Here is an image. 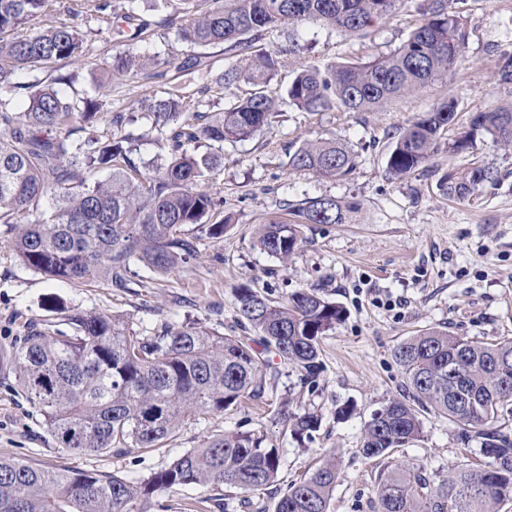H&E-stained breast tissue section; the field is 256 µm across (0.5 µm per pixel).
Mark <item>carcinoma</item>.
I'll list each match as a JSON object with an SVG mask.
<instances>
[{"mask_svg": "<svg viewBox=\"0 0 512 512\" xmlns=\"http://www.w3.org/2000/svg\"><path fill=\"white\" fill-rule=\"evenodd\" d=\"M50 0H0V223L15 231L17 260L49 280L106 281L123 287L136 259L167 273L196 253L188 227L224 232L209 224L223 200L210 190V176L224 164V143L254 135L282 107L301 112H375L404 96L444 82L463 56L467 32L446 0H430L425 18L406 41L386 56L343 62L323 70L301 66L287 97L269 91L285 59L301 46L288 40L277 49L254 48L262 32L315 20L362 35L395 16L401 0H181L194 14L187 26L173 17L178 38L191 47L228 46L245 52L216 73L201 94L243 81L252 92L201 122L189 112L182 88L148 98L151 126L165 132L167 163L145 171L131 159L125 136L103 137L86 123L106 106L99 83L95 94L72 100L52 86L33 85L25 112L12 109L17 71L83 57L85 34L74 26L43 28L33 35L4 38L36 18ZM150 62L131 54L112 57L111 80L136 76ZM456 103L440 102L427 117L409 124L391 146L387 173L405 178L428 167L446 148L463 154L479 133L512 149V102L475 112L469 128L452 140ZM206 152H199L200 147ZM289 164L325 178L348 175L356 166L350 149L334 138L300 144ZM105 170L108 177L92 179ZM496 180L488 168L473 166L445 174L440 190L467 198ZM355 204L332 197L310 199L292 209L296 221L273 220L261 228L259 249L284 263L295 253L304 224H345ZM240 325L260 336L257 349L238 336H224L194 323L165 325L139 336L122 320L96 312L53 318L27 327L8 361L15 383L43 418L56 447L71 454L146 452L164 447L184 423L200 415H222L245 400H264L273 348L296 367L301 379L320 374L319 341L343 309L314 289H298L282 301L243 287L236 295ZM410 399H390L364 425L361 451L389 458L422 438L419 411L431 409L461 428L460 440L479 445L480 462L448 467L435 481L422 465L394 467L376 488L377 512H498L512 502V338L474 341L446 329L429 328L403 341L394 352ZM274 421L296 440L316 430L319 417L294 412L284 402ZM279 449L259 430L209 435L148 476L129 480L114 474L0 459V512H148L151 500L175 487L227 485L242 493L277 481ZM341 471L335 456L324 458L292 483L275 512H328Z\"/></svg>", "mask_w": 512, "mask_h": 512, "instance_id": "cac0c4a2", "label": "carcinoma"}]
</instances>
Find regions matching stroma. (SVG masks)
<instances>
[{"label":"stroma","mask_w":512,"mask_h":512,"mask_svg":"<svg viewBox=\"0 0 512 512\" xmlns=\"http://www.w3.org/2000/svg\"><path fill=\"white\" fill-rule=\"evenodd\" d=\"M70 0H53L32 28L77 25L89 34L85 56L70 63L17 72L20 84H54L68 73L71 95H83L94 79L106 74L113 55L131 49L158 61H182L193 52L177 40L162 19L180 14L179 0H136L141 19L149 22L139 38H113L110 13L72 17ZM468 34L464 59L447 81L427 92L401 98L377 112H300L285 109L250 138L224 146V163L213 182L221 192L222 235L200 233L197 256L161 275L132 262L127 285L82 284L46 280L10 252L11 237L0 224V458H16L53 468L112 473L128 478L148 475L182 451L198 447L212 433L265 427L280 450L277 482L250 494L242 505L237 490L185 486L159 495L169 512H184L192 499L220 493L226 512H274L288 486L311 472L323 455L333 454L342 469L329 512H375V489L388 464L424 465L428 474L445 476L452 464L480 460L477 445H463L459 429L444 416L422 412L423 437L395 449L390 460L364 457L361 432L371 414L389 399L406 393V380L394 351L408 337L436 327L495 343L512 338V150L477 136L471 152L440 151L432 170L394 179L386 172L387 154L401 130L425 116L445 97L458 103L457 122L466 126L473 112L512 101V83L496 72L502 53L512 54V0H448ZM425 0H403L396 15L365 35L349 36L307 21L291 29L266 32L267 45L296 38L305 47L302 64L320 69L345 61H366L397 49L423 19ZM201 67L168 69L162 79L137 75L115 82L106 109L124 113L123 134L133 139L132 159L140 167L165 163L168 151L152 128L140 102L179 85L190 104L203 112L220 111L214 101H200L198 90L210 73L235 62L222 47L195 50ZM336 138L356 155L347 177L325 178L288 165V151L304 140ZM497 172L496 183L474 196L457 199L440 194L439 178L471 164ZM333 197L355 203L349 224H307L288 263L268 256L256 245L261 224L285 219L303 200ZM249 286L279 300L298 288H316L340 304L345 315L322 336V371L307 384L291 365L276 362L267 375L265 400L244 402L224 415L189 421L164 448L122 455H74L56 448L32 405L13 386L5 363L24 325L47 317L49 306L69 312L95 311L119 317L141 335L167 324L200 323L218 332L253 337L237 322L235 291ZM293 407L316 410L320 425L304 444L271 422L282 399ZM348 417H338L339 408Z\"/></svg>","instance_id":"obj_1"}]
</instances>
